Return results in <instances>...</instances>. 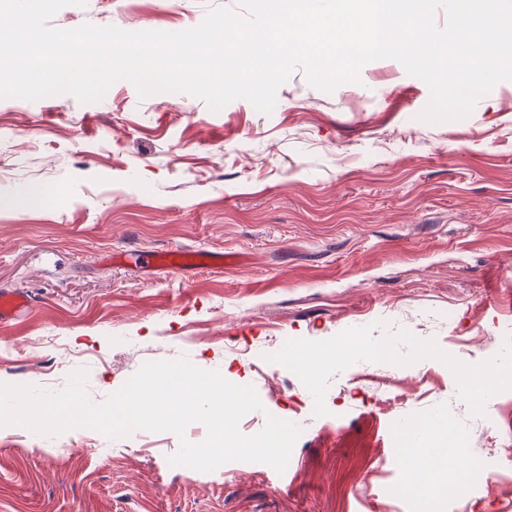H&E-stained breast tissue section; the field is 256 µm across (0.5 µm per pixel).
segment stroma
Wrapping results in <instances>:
<instances>
[{
    "label": "stroma",
    "instance_id": "stroma-1",
    "mask_svg": "<svg viewBox=\"0 0 512 512\" xmlns=\"http://www.w3.org/2000/svg\"><path fill=\"white\" fill-rule=\"evenodd\" d=\"M237 0H87L52 20L178 32ZM427 85L394 59L327 94L292 70L271 113L244 99H0V291L28 311L0 324V383L64 387L88 371L93 401L149 361L187 356L253 385L267 415H304L284 472L186 477L184 437L85 428L50 437L0 427V512H512V382L485 386L487 341L512 323V81L460 121L418 115ZM54 204L26 203L36 186ZM221 253L228 266L144 268L119 253ZM376 329L386 357L325 364L316 381L278 362ZM446 422L468 458L508 464L446 501L406 487L398 417Z\"/></svg>",
    "mask_w": 512,
    "mask_h": 512
}]
</instances>
